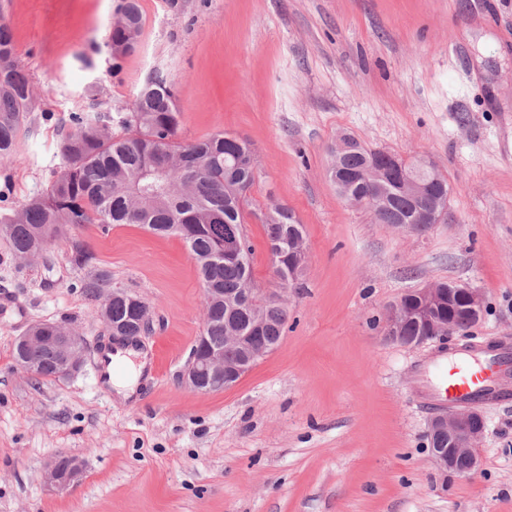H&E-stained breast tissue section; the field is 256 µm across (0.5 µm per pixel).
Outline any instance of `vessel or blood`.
<instances>
[{"label":"vessel or blood","mask_w":512,"mask_h":512,"mask_svg":"<svg viewBox=\"0 0 512 512\" xmlns=\"http://www.w3.org/2000/svg\"><path fill=\"white\" fill-rule=\"evenodd\" d=\"M428 369L438 381L448 406L496 404L512 394V350L501 349L480 356L462 355L448 360L435 351Z\"/></svg>","instance_id":"1"}]
</instances>
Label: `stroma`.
Returning <instances> with one entry per match:
<instances>
[{
    "label": "stroma",
    "instance_id": "35a3bbf8",
    "mask_svg": "<svg viewBox=\"0 0 512 512\" xmlns=\"http://www.w3.org/2000/svg\"><path fill=\"white\" fill-rule=\"evenodd\" d=\"M118 0H8L5 21L36 110L16 158L0 162V211L44 193L62 123L89 101L127 108L163 74L183 136L225 131L256 153L245 208L259 287H275L263 215L288 207L307 266L289 290L279 344L233 387L196 393L179 375L200 332L203 292L183 241L134 224L80 229L97 266L144 300L149 364L134 398L93 365L110 337L61 239L52 266L0 242V512H512V403L485 405L478 471L430 461L440 405L436 349L384 340L385 308L440 281L477 289L468 344L512 341V0H139L137 49L113 70ZM448 181L446 220L422 235L347 205L328 177L338 136ZM51 321L84 341L74 375L35 379L16 337ZM80 458L81 482L52 487L46 463Z\"/></svg>",
    "mask_w": 512,
    "mask_h": 512
}]
</instances>
